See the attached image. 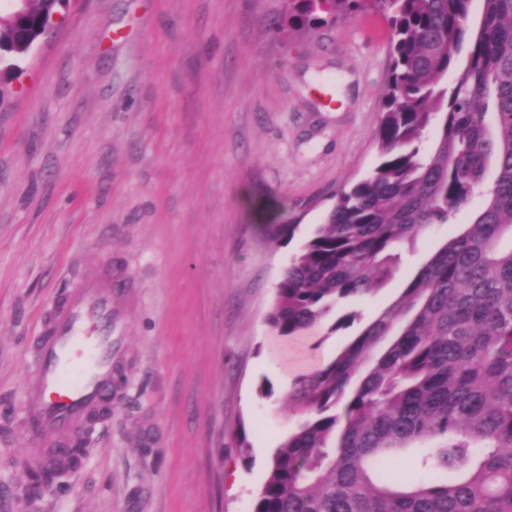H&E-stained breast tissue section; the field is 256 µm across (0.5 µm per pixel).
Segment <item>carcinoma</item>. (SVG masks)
<instances>
[{"label":"carcinoma","instance_id":"cac0c4a2","mask_svg":"<svg viewBox=\"0 0 512 512\" xmlns=\"http://www.w3.org/2000/svg\"><path fill=\"white\" fill-rule=\"evenodd\" d=\"M472 2L289 0L300 29L381 11L392 45L379 161L292 257L271 328L299 336L378 292L399 247L483 201L394 303L295 381L304 420L275 449L254 512H512V0L477 14ZM60 6L27 0L0 43L21 51ZM416 444L431 475L406 489L384 470Z\"/></svg>","mask_w":512,"mask_h":512}]
</instances>
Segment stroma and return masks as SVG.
Wrapping results in <instances>:
<instances>
[{"label": "stroma", "mask_w": 512, "mask_h": 512, "mask_svg": "<svg viewBox=\"0 0 512 512\" xmlns=\"http://www.w3.org/2000/svg\"><path fill=\"white\" fill-rule=\"evenodd\" d=\"M287 14L288 0H80L0 81V512L25 508L31 338L78 275L118 285L112 405L37 512H252L300 421L294 380L480 208L404 244L384 288L304 335L269 327L291 257L377 161L389 77L380 14L277 34ZM283 214L296 229L277 240Z\"/></svg>", "instance_id": "1"}]
</instances>
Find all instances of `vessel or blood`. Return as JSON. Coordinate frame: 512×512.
Masks as SVG:
<instances>
[{"instance_id": "obj_1", "label": "vessel or blood", "mask_w": 512, "mask_h": 512, "mask_svg": "<svg viewBox=\"0 0 512 512\" xmlns=\"http://www.w3.org/2000/svg\"><path fill=\"white\" fill-rule=\"evenodd\" d=\"M120 333L108 271L81 276L44 312L19 406V419L38 445L37 465H62L71 439L111 405Z\"/></svg>"}]
</instances>
